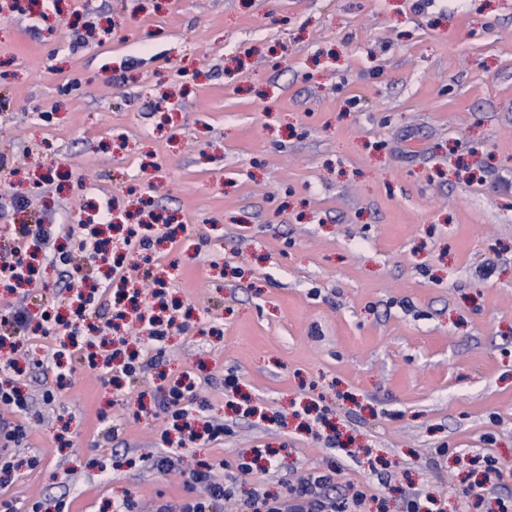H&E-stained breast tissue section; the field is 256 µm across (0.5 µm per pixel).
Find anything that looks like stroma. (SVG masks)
Listing matches in <instances>:
<instances>
[{
	"label": "stroma",
	"instance_id": "stroma-1",
	"mask_svg": "<svg viewBox=\"0 0 512 512\" xmlns=\"http://www.w3.org/2000/svg\"><path fill=\"white\" fill-rule=\"evenodd\" d=\"M1 99L9 220L156 215L120 260L190 309L158 371H194L228 432L157 473L156 371L32 364L55 399L17 452L40 463L0 496L149 512L205 460L239 500L330 470L360 512L512 501V0H41L0 13Z\"/></svg>",
	"mask_w": 512,
	"mask_h": 512
}]
</instances>
